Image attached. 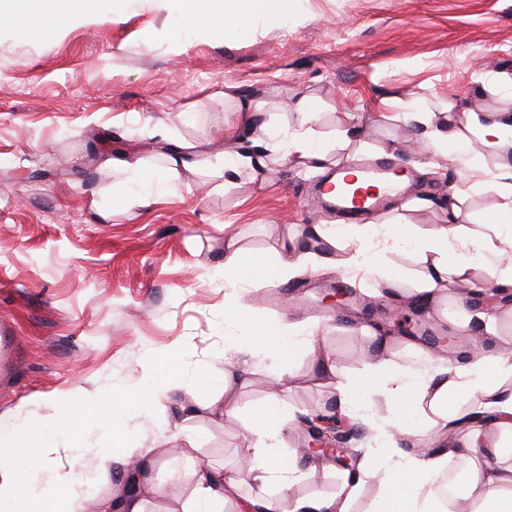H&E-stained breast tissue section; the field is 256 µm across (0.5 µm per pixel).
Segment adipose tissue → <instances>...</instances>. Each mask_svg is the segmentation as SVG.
Wrapping results in <instances>:
<instances>
[{
    "label": "adipose tissue",
    "instance_id": "adipose-tissue-1",
    "mask_svg": "<svg viewBox=\"0 0 512 512\" xmlns=\"http://www.w3.org/2000/svg\"><path fill=\"white\" fill-rule=\"evenodd\" d=\"M293 7V0H218L210 20L224 32L245 28L258 19L284 23ZM238 108L254 133L246 144L218 158L216 169L223 173L225 183L244 174L262 179L274 167L290 163L315 175L335 164L330 149L313 137L316 112L307 99L296 101L291 130L262 123L261 109L252 101H239ZM408 118L419 130L421 166L458 163L461 188L483 182L486 176L485 169L469 156L472 141L495 147L503 157L494 175L501 202L484 217L473 218L452 204L447 223L422 234L400 220L387 222L388 241L413 243L420 264L415 293L420 301L429 302L449 279L468 280L471 253L496 258L512 251V114L469 112L460 119L443 112L418 111ZM311 236L323 239L327 232L323 225H312L305 238H284L272 256L228 240L224 245L225 287L235 291L256 284L287 283L302 268L320 263V255L307 248ZM224 319L235 329L227 338L233 354L224 372L225 393L248 381L250 356L265 353L287 364L302 353L318 364L324 385L332 387L339 399H346L356 388H371L388 397L394 417L384 433L385 451L379 463H362L357 471L346 473L335 494L296 497L290 493L296 473L314 467L315 461L298 455L280 459L275 442L290 414L281 401H270L248 427L254 441L241 458L240 475L228 476L217 468L185 473L191 512H223L228 502L236 504L237 512H352L364 479L371 473L379 475L382 488L373 512H512V448L487 444L481 424L465 421V413L450 406L459 395L474 394L477 401L469 413L489 417L498 427L512 430L511 356H478L462 369L437 363L422 376L393 372L389 360L381 358L372 364L368 376L353 379L327 365L314 328L270 321L253 307L225 308ZM424 415L430 424L422 430L416 421ZM56 420L59 434L53 442L40 444L37 430L31 428L12 454L0 456V494H12L11 512H112L116 500L122 512H146L149 497L158 492L149 477L153 459L137 458L135 493L121 486L112 496L87 505L76 490L77 464L62 457L67 449L78 447L82 433L72 426L70 410L59 409ZM403 440L417 447V454H404L399 447ZM454 459L470 462L471 468L466 492L447 501L438 495L437 485ZM41 470L47 471L48 482L31 487L32 476ZM246 476L275 484L276 496L242 495L241 482Z\"/></svg>",
    "mask_w": 512,
    "mask_h": 512
}]
</instances>
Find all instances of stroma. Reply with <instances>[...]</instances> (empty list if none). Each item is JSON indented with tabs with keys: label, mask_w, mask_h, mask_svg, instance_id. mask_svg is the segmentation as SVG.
<instances>
[{
	"label": "stroma",
	"mask_w": 512,
	"mask_h": 512,
	"mask_svg": "<svg viewBox=\"0 0 512 512\" xmlns=\"http://www.w3.org/2000/svg\"><path fill=\"white\" fill-rule=\"evenodd\" d=\"M84 20L31 35L0 31V419L44 426L71 393H84L80 422L87 444L112 453L107 476L80 473L87 502L108 494L130 448L156 452L152 476L163 492L147 512H186L189 491L176 471L236 473L262 404L281 400L295 415L347 417L335 391L318 384L316 366L298 355L292 390L277 382L282 365L251 357V381L233 409L207 408L210 380L227 368L224 306H256L273 320L316 325L337 372H369L373 333L399 369L429 367L438 351L422 332L453 336L464 312L497 316L496 335H475L449 367L474 352H512V301L472 302V283L496 286L504 264L475 259L470 282H456L424 313L395 320L397 302L413 303L416 256L384 249L377 270L330 264L302 270L289 284L224 288V244L278 248L289 233L336 223L312 194L313 181L292 165L266 180L240 177L225 187L215 156L226 130L247 128L234 98L261 101L272 123L292 121L309 97L316 140L337 156L369 162L393 148L406 177L403 219L418 229L448 221L459 181L453 164L419 167L415 110L512 113V0H295L288 22H256L222 35L197 26L182 47L181 27L165 0H83ZM152 36L145 47L144 36ZM396 98L392 107L381 99ZM356 114L360 141L340 148L336 125ZM192 146V169L170 164L162 141ZM399 273L393 288L380 277ZM181 352L169 399L143 411L147 385L139 363ZM133 390L113 431L97 423L99 395ZM343 468L328 458L295 482L296 496L335 493Z\"/></svg>",
	"instance_id": "obj_1"
}]
</instances>
